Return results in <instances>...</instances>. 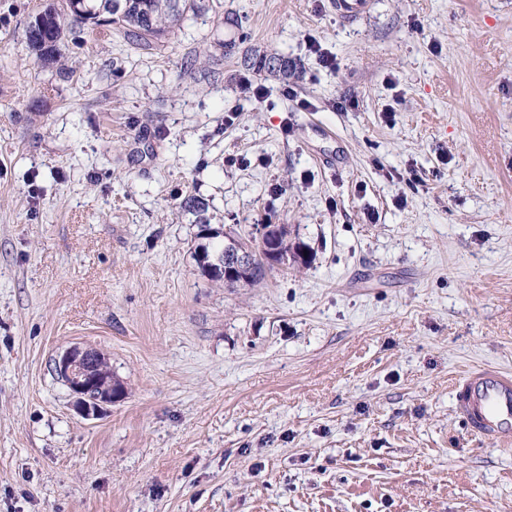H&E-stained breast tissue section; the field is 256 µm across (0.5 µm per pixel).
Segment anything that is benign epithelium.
Here are the masks:
<instances>
[{
    "mask_svg": "<svg viewBox=\"0 0 512 512\" xmlns=\"http://www.w3.org/2000/svg\"><path fill=\"white\" fill-rule=\"evenodd\" d=\"M223 236L224 247L213 252L211 265L221 267L226 284L248 279L255 268L257 251L261 252L262 262L267 268H278L288 263L283 226L280 224H257L247 240L226 232ZM54 364L57 375L75 397L76 409L87 418L102 415L108 407L125 397L124 386L112 376L104 355L96 349L70 347L56 357Z\"/></svg>",
    "mask_w": 512,
    "mask_h": 512,
    "instance_id": "1",
    "label": "benign epithelium"
}]
</instances>
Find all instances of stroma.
<instances>
[{
    "label": "stroma",
    "mask_w": 512,
    "mask_h": 512,
    "mask_svg": "<svg viewBox=\"0 0 512 512\" xmlns=\"http://www.w3.org/2000/svg\"><path fill=\"white\" fill-rule=\"evenodd\" d=\"M60 3L0 0V512H512L451 397L512 371V0H196L39 60ZM266 222L308 265L203 272L200 224ZM54 364L75 397L76 409L86 418H97L125 397L124 386L112 376L104 355L96 349L69 347Z\"/></svg>",
    "instance_id": "stroma-1"
}]
</instances>
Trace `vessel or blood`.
Wrapping results in <instances>:
<instances>
[{
  "instance_id": "vessel-or-blood-1",
  "label": "vessel or blood",
  "mask_w": 512,
  "mask_h": 512,
  "mask_svg": "<svg viewBox=\"0 0 512 512\" xmlns=\"http://www.w3.org/2000/svg\"><path fill=\"white\" fill-rule=\"evenodd\" d=\"M456 414L471 434L512 445V374L495 367L465 371L453 386Z\"/></svg>"
}]
</instances>
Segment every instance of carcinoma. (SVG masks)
<instances>
[{"instance_id": "1", "label": "carcinoma", "mask_w": 512, "mask_h": 512, "mask_svg": "<svg viewBox=\"0 0 512 512\" xmlns=\"http://www.w3.org/2000/svg\"><path fill=\"white\" fill-rule=\"evenodd\" d=\"M191 8V0H64L57 9L48 7L27 27L26 38L38 58L46 60L58 51L74 24L112 25L136 46L177 24Z\"/></svg>"}]
</instances>
